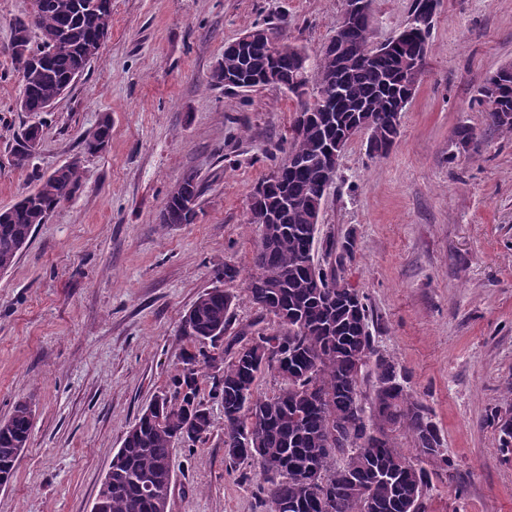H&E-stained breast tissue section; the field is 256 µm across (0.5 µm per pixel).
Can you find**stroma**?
Returning a JSON list of instances; mask_svg holds the SVG:
<instances>
[{"mask_svg":"<svg viewBox=\"0 0 512 512\" xmlns=\"http://www.w3.org/2000/svg\"><path fill=\"white\" fill-rule=\"evenodd\" d=\"M410 0H373L370 38L392 39ZM343 0H112L99 55L51 111H19L8 47L29 0H0V209L80 158L83 186L39 225L0 275V419L34 408L29 445L0 512H91L125 432L182 365L184 313L204 291L235 296L232 333L276 328L245 290L257 225L250 196L287 146L296 102L276 86H210L225 42L260 22L313 52ZM512 63V0H439L416 93L391 151L358 134L340 158L321 237L353 235L342 274L370 306L377 350L437 424L448 470L431 467L426 512H512V459L495 410H512V136L474 99ZM107 148L83 152L102 115ZM41 124L26 167L18 131ZM469 127L468 147L457 131ZM201 184L190 224L158 215L185 172ZM231 264L239 280L217 275ZM211 432L172 449L167 512H264L254 468L224 461V409Z\"/></svg>","mask_w":512,"mask_h":512,"instance_id":"obj_1","label":"stroma"}]
</instances>
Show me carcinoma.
I'll return each instance as SVG.
<instances>
[{"instance_id":"1","label":"carcinoma","mask_w":512,"mask_h":512,"mask_svg":"<svg viewBox=\"0 0 512 512\" xmlns=\"http://www.w3.org/2000/svg\"><path fill=\"white\" fill-rule=\"evenodd\" d=\"M112 27V0H33L28 18L19 20L8 51L21 77L22 112H46L58 102L59 87L78 69L98 57L102 38ZM431 27L409 32L395 49L370 41V18L353 16L330 47L310 55L287 42L273 52L264 34L245 48L224 47L223 63L212 72L213 86L224 74L256 81L267 72L277 86L297 100L293 125L312 113L309 132L291 137L274 157L259 183L260 197L250 210L269 209L274 223H250L260 230L253 273L246 281L252 302L277 328L243 340L228 335L234 295L213 288L201 294L182 318V335L195 346L183 366L158 395L164 420L140 415L126 432L112 468V483L98 491L100 512H165L168 499L147 492L170 479L173 443H203L211 416L200 397L201 380L208 395L224 408V459L231 467L258 469L266 486L265 512H425L430 472L421 459L449 466L442 455L437 425L425 405L405 386L396 364L380 354L371 336L369 311L360 291L336 273L354 252L350 236L326 239V255H336L325 269L310 262L314 225L310 203L328 190L325 149L345 130L370 115L381 134L367 141L371 156L386 155L395 138L389 124L407 91L405 64L428 54ZM56 37L65 46L39 57L40 47ZM476 103L487 112L490 128L512 133V63L501 81L490 76ZM112 129L104 115L83 141L87 154L104 151ZM40 136L24 128L14 140L16 165L37 153ZM296 159L281 167L285 156ZM81 161L72 160L39 178L35 192L0 210V270L18 261L35 228L47 222L57 206L74 196L82 183ZM179 185L200 196L197 174L186 172ZM196 211L169 197L163 224H190ZM273 371L280 379L270 394L257 390L261 376ZM372 379L364 394L361 379ZM498 442L512 454V416L497 417ZM402 428L413 437L417 457L405 456L392 432ZM32 431L29 404L20 401L0 420V472H14ZM319 467L323 477L310 479Z\"/></svg>"}]
</instances>
